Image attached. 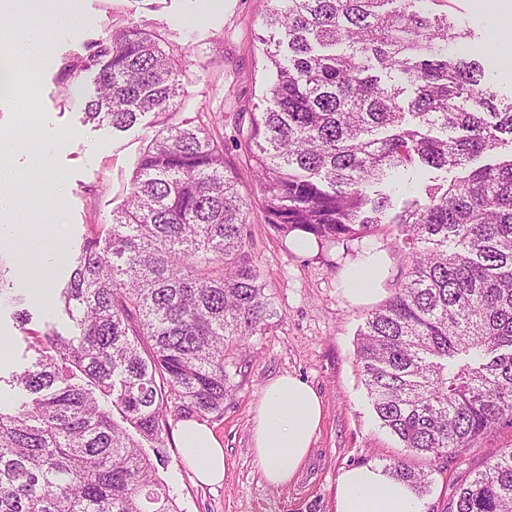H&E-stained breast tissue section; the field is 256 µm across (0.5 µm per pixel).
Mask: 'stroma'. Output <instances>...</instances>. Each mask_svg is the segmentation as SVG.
Returning <instances> with one entry per match:
<instances>
[{
    "label": "stroma",
    "instance_id": "35a3bbf8",
    "mask_svg": "<svg viewBox=\"0 0 512 512\" xmlns=\"http://www.w3.org/2000/svg\"><path fill=\"white\" fill-rule=\"evenodd\" d=\"M19 9L0 6V53L13 58L19 75L11 96L0 97V204L9 203L21 239L0 247V407L29 395L13 384L15 373L40 359L33 342L48 330L76 332L58 303L73 260L93 228L112 221L124 200L142 148L156 131L146 116L124 132L87 121L65 93V60L85 43L113 30L141 25L156 30L186 54L183 116L207 113L223 121L232 141L250 122L274 76L265 57L252 49L264 0H22ZM449 11L472 29L502 96H512V67L504 66L489 30L512 31V13L496 12L492 0H448ZM252 253L264 271L275 310L249 337L229 370L232 390L224 414L207 418L231 466L222 486L196 482L183 464L175 438H167L157 471L180 512H332L336 478L344 467L380 466L406 450L380 424L367 396L356 356L357 334L368 313L384 303L408 268L397 254L394 225L375 226L363 238L313 245L298 252L260 208L249 215ZM60 260L42 265L47 252ZM372 250L384 253L387 273L372 301L352 302L344 273ZM308 383L323 401V419L296 479L265 483L253 454L252 427L267 383L284 375ZM512 448V427L503 426L471 448L444 461L416 457L430 473L428 512H445L459 487L499 451Z\"/></svg>",
    "mask_w": 512,
    "mask_h": 512
}]
</instances>
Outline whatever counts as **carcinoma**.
I'll list each match as a JSON object with an SVG mask.
<instances>
[{
	"label": "carcinoma",
	"mask_w": 512,
	"mask_h": 512,
	"mask_svg": "<svg viewBox=\"0 0 512 512\" xmlns=\"http://www.w3.org/2000/svg\"><path fill=\"white\" fill-rule=\"evenodd\" d=\"M442 2L267 0L252 47L275 77L236 142L253 190L224 165L217 122L180 116L185 53L156 32L117 29L66 63L88 119H162L112 224L75 259L62 298L77 334L37 337L36 369L15 375L34 398L0 409V512H178L146 449L172 419L224 414L226 363L273 314L254 203L285 237L397 226L409 272L366 318L357 360L403 447L436 462L512 427V99L454 51L471 31ZM409 170L459 174L398 204L381 186ZM389 469L429 485L402 460ZM448 512H512V449Z\"/></svg>",
	"instance_id": "carcinoma-1"
}]
</instances>
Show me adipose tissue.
I'll return each mask as SVG.
<instances>
[{
  "instance_id": "obj_1",
  "label": "adipose tissue",
  "mask_w": 512,
  "mask_h": 512,
  "mask_svg": "<svg viewBox=\"0 0 512 512\" xmlns=\"http://www.w3.org/2000/svg\"><path fill=\"white\" fill-rule=\"evenodd\" d=\"M322 417L319 395L296 376L282 375L265 386L253 419V451L267 484L279 487L294 480L310 454ZM178 448L199 483H223L230 463L207 424L181 421ZM333 512H427V501L410 482L369 463L341 470Z\"/></svg>"
}]
</instances>
